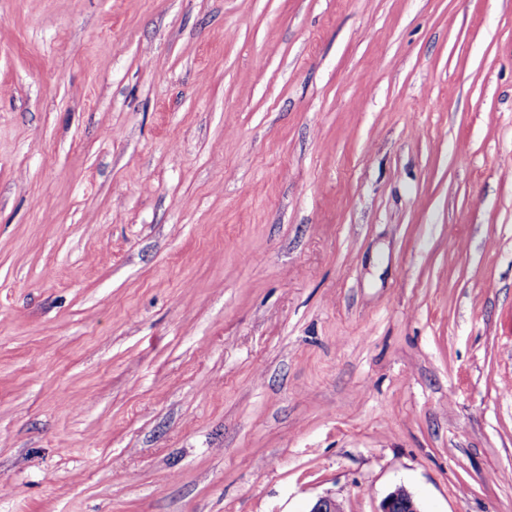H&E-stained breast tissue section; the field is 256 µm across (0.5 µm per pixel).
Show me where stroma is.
<instances>
[{"mask_svg": "<svg viewBox=\"0 0 512 512\" xmlns=\"http://www.w3.org/2000/svg\"><path fill=\"white\" fill-rule=\"evenodd\" d=\"M512 512V0H0V512ZM378 512H422L411 493L400 486L390 492L381 502Z\"/></svg>", "mask_w": 512, "mask_h": 512, "instance_id": "1", "label": "stroma"}]
</instances>
